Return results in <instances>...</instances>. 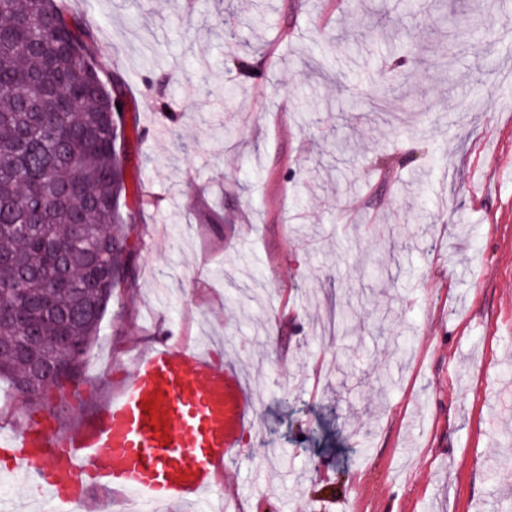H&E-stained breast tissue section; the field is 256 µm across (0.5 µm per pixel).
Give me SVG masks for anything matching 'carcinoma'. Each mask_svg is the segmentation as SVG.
Instances as JSON below:
<instances>
[{"mask_svg":"<svg viewBox=\"0 0 512 512\" xmlns=\"http://www.w3.org/2000/svg\"><path fill=\"white\" fill-rule=\"evenodd\" d=\"M49 15L55 32L41 29ZM0 379L13 387L58 349L53 387L78 385L112 297L128 278L124 83L99 60L67 0H0Z\"/></svg>","mask_w":512,"mask_h":512,"instance_id":"obj_1","label":"carcinoma"}]
</instances>
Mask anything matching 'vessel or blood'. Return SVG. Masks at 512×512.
Returning a JSON list of instances; mask_svg holds the SVG:
<instances>
[{
  "label": "vessel or blood",
  "instance_id": "1",
  "mask_svg": "<svg viewBox=\"0 0 512 512\" xmlns=\"http://www.w3.org/2000/svg\"><path fill=\"white\" fill-rule=\"evenodd\" d=\"M256 415L237 369L165 341L137 357L121 392L73 434L0 433V458L61 504L79 497L86 476L156 505L187 502L214 491Z\"/></svg>",
  "mask_w": 512,
  "mask_h": 512
}]
</instances>
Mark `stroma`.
<instances>
[{
    "mask_svg": "<svg viewBox=\"0 0 512 512\" xmlns=\"http://www.w3.org/2000/svg\"><path fill=\"white\" fill-rule=\"evenodd\" d=\"M402 2L69 0L137 93L152 201L58 429L185 336L258 404L211 512H512V5L459 29Z\"/></svg>",
    "mask_w": 512,
    "mask_h": 512,
    "instance_id": "35a3bbf8",
    "label": "stroma"
}]
</instances>
